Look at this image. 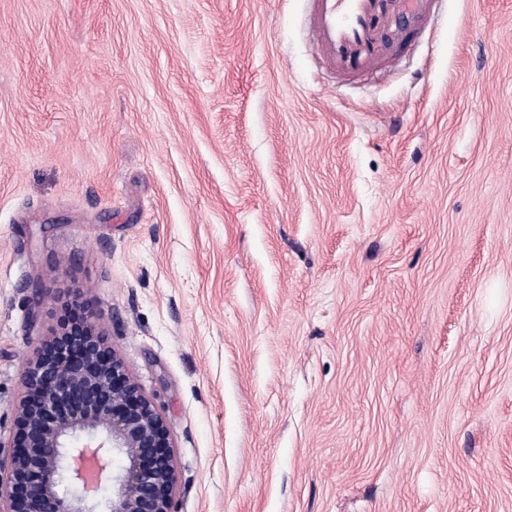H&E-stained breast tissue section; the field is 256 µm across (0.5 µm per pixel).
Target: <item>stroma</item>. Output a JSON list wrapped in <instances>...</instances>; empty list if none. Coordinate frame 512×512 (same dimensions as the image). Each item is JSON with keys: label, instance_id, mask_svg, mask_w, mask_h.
<instances>
[{"label": "stroma", "instance_id": "obj_1", "mask_svg": "<svg viewBox=\"0 0 512 512\" xmlns=\"http://www.w3.org/2000/svg\"><path fill=\"white\" fill-rule=\"evenodd\" d=\"M307 0H0V442L82 296L178 512H512V0L330 72Z\"/></svg>", "mask_w": 512, "mask_h": 512}]
</instances>
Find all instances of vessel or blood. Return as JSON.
Returning a JSON list of instances; mask_svg holds the SVG:
<instances>
[{
  "instance_id": "obj_1",
  "label": "vessel or blood",
  "mask_w": 512,
  "mask_h": 512,
  "mask_svg": "<svg viewBox=\"0 0 512 512\" xmlns=\"http://www.w3.org/2000/svg\"><path fill=\"white\" fill-rule=\"evenodd\" d=\"M309 34L327 64L353 77L386 63L414 39L434 0H308Z\"/></svg>"
}]
</instances>
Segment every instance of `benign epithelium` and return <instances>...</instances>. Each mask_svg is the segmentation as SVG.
<instances>
[{
    "label": "benign epithelium",
    "instance_id": "1",
    "mask_svg": "<svg viewBox=\"0 0 512 512\" xmlns=\"http://www.w3.org/2000/svg\"><path fill=\"white\" fill-rule=\"evenodd\" d=\"M80 299L61 302L23 373L0 512H177V462L165 420ZM112 500L98 496L111 461Z\"/></svg>",
    "mask_w": 512,
    "mask_h": 512
}]
</instances>
